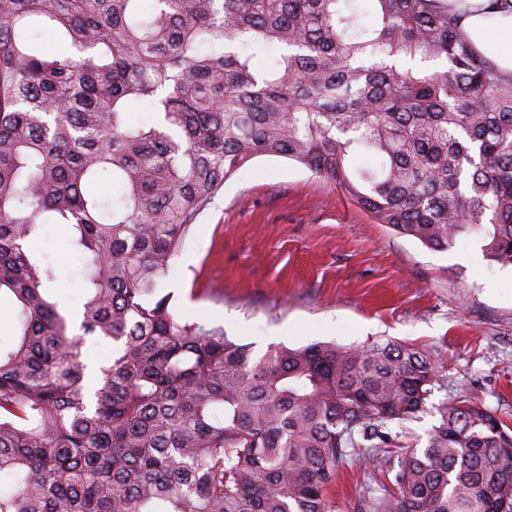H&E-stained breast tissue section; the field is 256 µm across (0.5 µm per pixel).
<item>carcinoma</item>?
I'll use <instances>...</instances> for the list:
<instances>
[{
  "mask_svg": "<svg viewBox=\"0 0 512 512\" xmlns=\"http://www.w3.org/2000/svg\"><path fill=\"white\" fill-rule=\"evenodd\" d=\"M462 22L448 0H0V512H331L337 469L369 459L391 479L357 512H512V429L433 402L435 355L257 354L162 293L260 156L432 250L488 224L512 266V74ZM48 224L83 261L77 334L29 250ZM425 414L423 447L392 432Z\"/></svg>",
  "mask_w": 512,
  "mask_h": 512,
  "instance_id": "obj_1",
  "label": "carcinoma"
}]
</instances>
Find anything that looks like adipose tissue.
<instances>
[{"mask_svg":"<svg viewBox=\"0 0 512 512\" xmlns=\"http://www.w3.org/2000/svg\"><path fill=\"white\" fill-rule=\"evenodd\" d=\"M470 13L464 30L476 48L497 49L500 68L512 73V0H467Z\"/></svg>","mask_w":512,"mask_h":512,"instance_id":"obj_1","label":"adipose tissue"}]
</instances>
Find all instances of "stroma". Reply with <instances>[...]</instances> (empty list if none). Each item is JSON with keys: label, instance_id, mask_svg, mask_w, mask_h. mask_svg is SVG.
Masks as SVG:
<instances>
[{"label": "stroma", "instance_id": "stroma-1", "mask_svg": "<svg viewBox=\"0 0 512 512\" xmlns=\"http://www.w3.org/2000/svg\"><path fill=\"white\" fill-rule=\"evenodd\" d=\"M484 232L434 251L375 223L336 186L281 157L260 156L198 216L164 284L187 321L268 346L379 337L437 355L435 400L462 399L512 425V266L487 256ZM30 250L57 268L51 295L83 300V262L47 225ZM375 462L345 465L328 491L355 512Z\"/></svg>", "mask_w": 512, "mask_h": 512}]
</instances>
